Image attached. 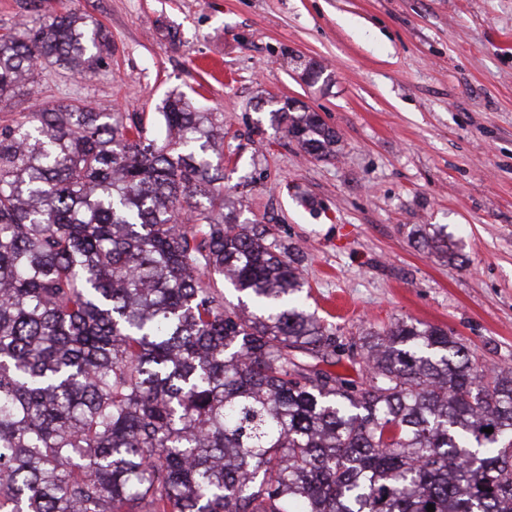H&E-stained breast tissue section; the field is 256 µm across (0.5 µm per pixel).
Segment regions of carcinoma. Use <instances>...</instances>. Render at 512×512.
Here are the masks:
<instances>
[{"label":"carcinoma","instance_id":"obj_1","mask_svg":"<svg viewBox=\"0 0 512 512\" xmlns=\"http://www.w3.org/2000/svg\"><path fill=\"white\" fill-rule=\"evenodd\" d=\"M111 51L71 9L0 32V99ZM271 120L336 154L317 113ZM223 181V138L183 96L0 124V512H512V370L423 322L344 347L289 247L224 219ZM345 352L358 381L322 368Z\"/></svg>","mask_w":512,"mask_h":512}]
</instances>
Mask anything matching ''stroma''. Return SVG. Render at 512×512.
<instances>
[{"instance_id":"35a3bbf8","label":"stroma","mask_w":512,"mask_h":512,"mask_svg":"<svg viewBox=\"0 0 512 512\" xmlns=\"http://www.w3.org/2000/svg\"><path fill=\"white\" fill-rule=\"evenodd\" d=\"M66 8L103 25L111 59L85 78L43 65L0 123L76 100L150 117L184 95L224 133L225 216L292 247L343 342L420 321L512 369V0H0V27ZM286 103L336 130L334 158L272 125ZM427 224L458 260L419 246Z\"/></svg>"}]
</instances>
